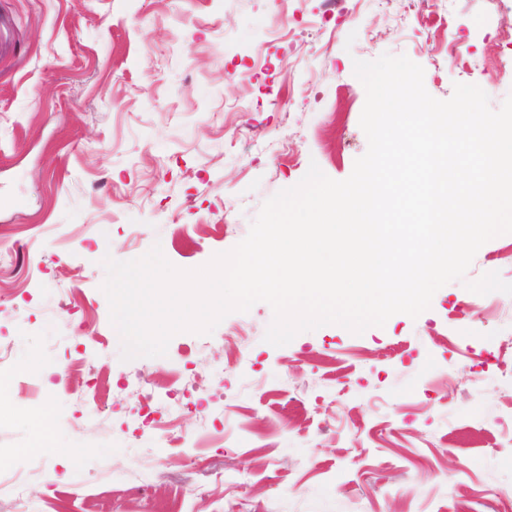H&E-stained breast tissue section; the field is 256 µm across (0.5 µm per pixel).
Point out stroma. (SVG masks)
<instances>
[{"mask_svg":"<svg viewBox=\"0 0 512 512\" xmlns=\"http://www.w3.org/2000/svg\"><path fill=\"white\" fill-rule=\"evenodd\" d=\"M509 29L512 0H0V512H512V296L466 288L512 283V234L418 317L281 347L259 302L124 362L101 290L108 256L231 250L310 164L348 178L355 60L499 109ZM151 382L177 440L134 410Z\"/></svg>","mask_w":512,"mask_h":512,"instance_id":"stroma-1","label":"stroma"}]
</instances>
